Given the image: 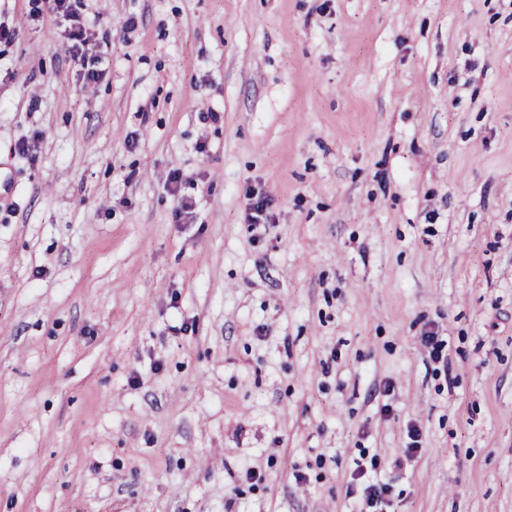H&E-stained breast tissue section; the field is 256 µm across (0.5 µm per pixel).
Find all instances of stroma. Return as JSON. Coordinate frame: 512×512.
<instances>
[{"mask_svg": "<svg viewBox=\"0 0 512 512\" xmlns=\"http://www.w3.org/2000/svg\"><path fill=\"white\" fill-rule=\"evenodd\" d=\"M79 8L0 0V512H512V0ZM30 14L42 17L44 14L55 21L62 19L68 26L65 27L69 40V51L80 62L86 85L100 82L104 71L99 68V56L87 55L86 46L89 45L90 34L86 28L85 20L74 10L72 0H30Z\"/></svg>", "mask_w": 512, "mask_h": 512, "instance_id": "obj_1", "label": "stroma"}]
</instances>
